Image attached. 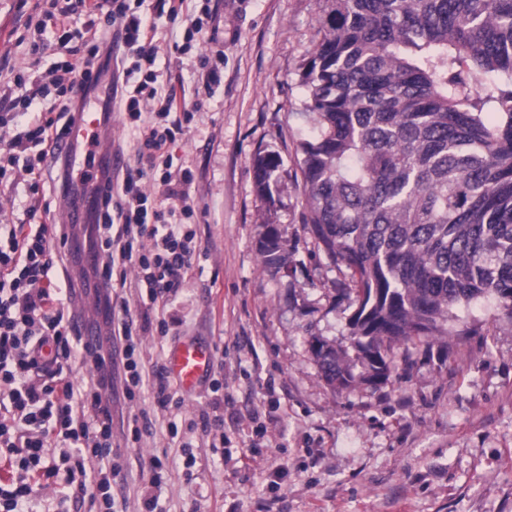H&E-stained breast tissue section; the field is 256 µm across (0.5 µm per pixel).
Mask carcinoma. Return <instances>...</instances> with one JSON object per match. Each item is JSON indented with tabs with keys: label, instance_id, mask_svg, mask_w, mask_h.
<instances>
[{
	"label": "carcinoma",
	"instance_id": "cac0c4a2",
	"mask_svg": "<svg viewBox=\"0 0 512 512\" xmlns=\"http://www.w3.org/2000/svg\"><path fill=\"white\" fill-rule=\"evenodd\" d=\"M326 3L298 168L304 223L356 303L355 358L312 346L347 389L387 382L393 349L447 333L461 304L491 296L512 318V0ZM280 165L256 156L260 195L279 192ZM260 252L283 261L272 225Z\"/></svg>",
	"mask_w": 512,
	"mask_h": 512
}]
</instances>
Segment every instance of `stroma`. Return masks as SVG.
<instances>
[{
  "instance_id": "stroma-1",
  "label": "stroma",
  "mask_w": 512,
  "mask_h": 512,
  "mask_svg": "<svg viewBox=\"0 0 512 512\" xmlns=\"http://www.w3.org/2000/svg\"><path fill=\"white\" fill-rule=\"evenodd\" d=\"M36 0H0V68L26 63L13 41ZM202 54L224 58L174 156L189 189L202 275L172 312L170 336L143 339L147 369L168 362L179 340L215 349L224 383V447L202 428L191 454L171 446L166 418L141 443L119 447L112 486L138 512L151 456L166 454L160 512H512V321L495 298L459 305L448 333L413 341L387 384L328 385L313 339L350 348L355 306L335 266L306 228L297 166L313 125L303 110L302 68L318 40L325 0H214ZM283 161L281 191L257 194L253 161ZM279 233L281 268L261 262L267 225ZM270 412L263 436L250 418Z\"/></svg>"
}]
</instances>
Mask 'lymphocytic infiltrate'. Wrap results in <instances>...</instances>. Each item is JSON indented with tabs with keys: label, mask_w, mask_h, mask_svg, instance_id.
I'll use <instances>...</instances> for the list:
<instances>
[{
	"label": "lymphocytic infiltrate",
	"mask_w": 512,
	"mask_h": 512,
	"mask_svg": "<svg viewBox=\"0 0 512 512\" xmlns=\"http://www.w3.org/2000/svg\"><path fill=\"white\" fill-rule=\"evenodd\" d=\"M210 0H41L37 30L54 24L59 61L41 70L43 42L28 44V62L12 72L14 86L33 84L35 94L0 90V183L24 181L31 201L16 222L0 224V512L24 505L54 486L52 512H117L112 483V389L121 378L134 401L150 397L168 412L182 407L166 370L146 372L141 338L167 335L171 322L157 309L173 304L187 287L202 252L197 245L190 170L170 150L201 109L199 93L219 83L209 57L199 59L196 91L182 76L158 66L157 20L182 32L180 53L207 34ZM109 79L108 104L122 114L134 160L100 168L98 176L57 157L53 142L78 121L87 98ZM55 169L56 191L77 197L90 188L102 204L94 211L90 245L100 261L92 272L104 287L97 295L106 338L85 342L73 300L55 273L72 237L61 224L38 218L37 194L45 167ZM136 280L142 304L130 309L123 295ZM92 363L86 381L68 373L76 361Z\"/></svg>",
	"instance_id": "lymphocytic-infiltrate-1"
}]
</instances>
